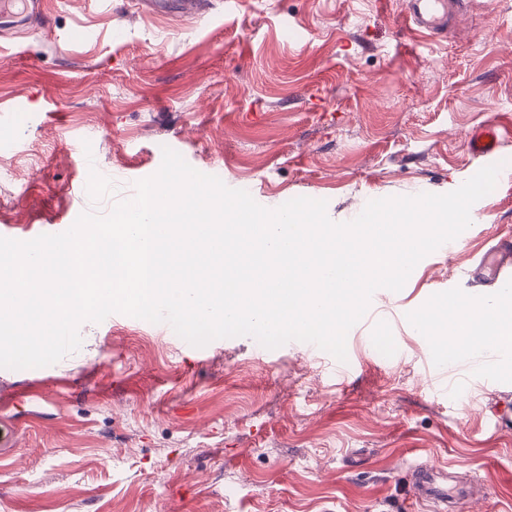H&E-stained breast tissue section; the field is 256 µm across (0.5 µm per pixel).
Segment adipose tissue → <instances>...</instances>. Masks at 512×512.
I'll use <instances>...</instances> for the list:
<instances>
[{
    "mask_svg": "<svg viewBox=\"0 0 512 512\" xmlns=\"http://www.w3.org/2000/svg\"><path fill=\"white\" fill-rule=\"evenodd\" d=\"M442 349L449 364L491 358L512 346V293L488 296L483 308L459 304L455 297L439 298L412 321Z\"/></svg>",
    "mask_w": 512,
    "mask_h": 512,
    "instance_id": "obj_1",
    "label": "adipose tissue"
}]
</instances>
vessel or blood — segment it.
Segmentation results:
<instances>
[{"label":"vessel or blood","instance_id":"b4317fda","mask_svg":"<svg viewBox=\"0 0 512 512\" xmlns=\"http://www.w3.org/2000/svg\"><path fill=\"white\" fill-rule=\"evenodd\" d=\"M463 0H406L405 21L409 29L426 36H436L448 28L453 12ZM44 13V0H17L13 7L5 9L4 15L17 27L34 24ZM512 130L494 123L477 127L468 137V149L477 156L489 158L496 154L505 137ZM468 282L485 283L500 290L512 288V240L500 239L491 257L468 266L465 271ZM406 472L410 483V498L422 504L430 512H464L467 498L455 495L448 489L450 473L447 467L424 460L416 453H409Z\"/></svg>","mask_w":512,"mask_h":512}]
</instances>
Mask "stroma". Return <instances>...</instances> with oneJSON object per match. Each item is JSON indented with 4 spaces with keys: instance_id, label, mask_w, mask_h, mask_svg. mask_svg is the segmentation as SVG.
<instances>
[{
    "instance_id": "35a3bbf8",
    "label": "stroma",
    "mask_w": 512,
    "mask_h": 512,
    "mask_svg": "<svg viewBox=\"0 0 512 512\" xmlns=\"http://www.w3.org/2000/svg\"><path fill=\"white\" fill-rule=\"evenodd\" d=\"M404 0H213L157 18L130 0H46L0 27V237L67 231L154 175L163 147L274 209L332 221L457 189L478 126L512 125V0H466L446 36ZM472 224L377 290L347 359L250 336L202 347L121 313L79 349L0 368V512H405L408 449L456 467L469 512H512V365L440 373L412 317L512 238V137Z\"/></svg>"
}]
</instances>
